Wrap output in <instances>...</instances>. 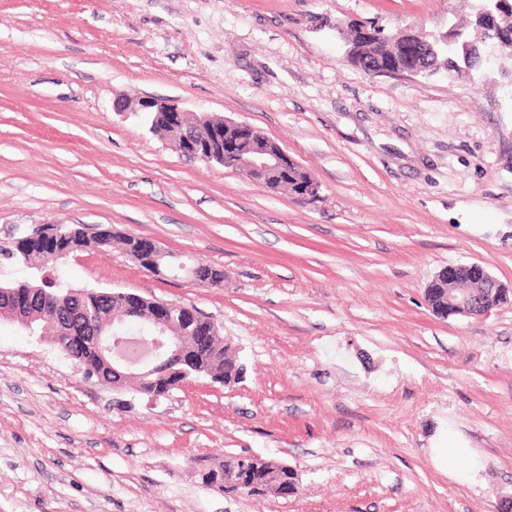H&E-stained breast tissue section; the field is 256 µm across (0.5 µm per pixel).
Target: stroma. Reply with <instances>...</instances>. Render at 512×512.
Listing matches in <instances>:
<instances>
[{
	"label": "stroma",
	"instance_id": "35a3bbf8",
	"mask_svg": "<svg viewBox=\"0 0 512 512\" xmlns=\"http://www.w3.org/2000/svg\"><path fill=\"white\" fill-rule=\"evenodd\" d=\"M480 0H0V243L39 224L111 230L62 286L191 306L242 382L150 401L86 378L50 338L0 321V512H501L512 500V93L485 79L369 74L336 36L430 35ZM127 109H112L115 99ZM245 122L314 198L181 155L140 104ZM222 269L158 276L119 239ZM483 263L481 316L425 289ZM469 449L458 476L434 451ZM282 462L297 490L202 485L198 465ZM465 267L469 272V279L461 280L458 269ZM475 286L476 288H473ZM434 291L441 297L444 307H437L432 311L440 318L449 316H474L475 311L481 310L486 314L494 306L507 299L508 290L504 288L487 270L479 263L472 262L460 265H448L441 269L431 280L426 288Z\"/></svg>",
	"mask_w": 512,
	"mask_h": 512
}]
</instances>
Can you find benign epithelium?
<instances>
[{
	"label": "benign epithelium",
	"instance_id": "obj_1",
	"mask_svg": "<svg viewBox=\"0 0 512 512\" xmlns=\"http://www.w3.org/2000/svg\"><path fill=\"white\" fill-rule=\"evenodd\" d=\"M491 36V30L484 25L472 27V34L464 38L462 33L450 28L446 32L431 38L419 30H405L388 36L393 45L414 47L419 52V58L405 66L396 69L398 73L413 76H432L436 74L434 61L446 50L448 45L455 43L466 50L469 47L485 42ZM145 111L157 114L171 129L172 142L181 154L206 164L215 163L229 166L250 174V179L258 184L277 175L290 160L288 154L280 147H274L268 140L260 141L253 136V127L245 122H233L224 119H214L202 116L196 119L193 127L187 128L182 123L181 111L164 101L149 100L143 104ZM232 128L247 138L246 147L232 155L224 154V129ZM130 257L137 263H145L156 273L165 269L163 262L170 257L160 242L141 237L135 243ZM469 272L468 285L460 283L459 266L449 265L441 269L428 284V290L441 297L442 306L435 314L443 319L450 316H472L480 310L487 313L507 297L508 290L504 288L479 263L465 265ZM185 274L191 283H207L211 280V266L202 262L186 269ZM156 321L153 336L147 341L149 356L139 361H129L117 352V347L124 337L98 336L94 342L100 355L112 357V371L120 376L143 379L163 370L167 364L184 357L182 346L177 337L169 331L184 327L189 323L192 310L184 305L169 301H157Z\"/></svg>",
	"mask_w": 512,
	"mask_h": 512
}]
</instances>
